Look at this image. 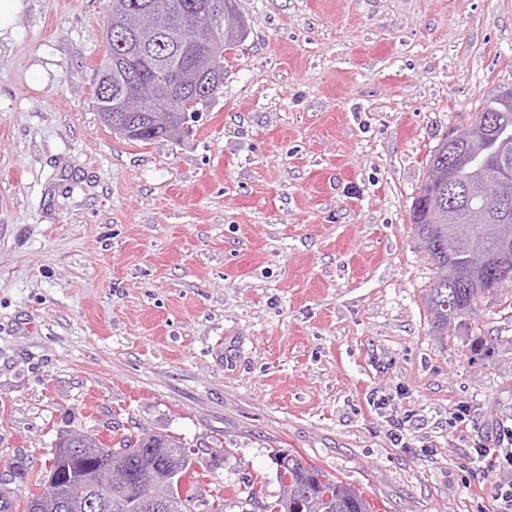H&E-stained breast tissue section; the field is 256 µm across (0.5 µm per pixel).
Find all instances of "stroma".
Returning <instances> with one entry per match:
<instances>
[{
    "mask_svg": "<svg viewBox=\"0 0 512 512\" xmlns=\"http://www.w3.org/2000/svg\"><path fill=\"white\" fill-rule=\"evenodd\" d=\"M182 141L95 103L106 0L0 36V491L74 432L181 438L236 491L293 454L377 512H487L512 425V287L451 337L410 208L430 152L512 87V0H238ZM497 445L495 448L478 443L473 448V463H478L480 472L488 476L498 475L511 470V481L500 482L495 491L493 512L512 511V426H501L496 432ZM506 442V446H505ZM504 447V448H502ZM510 447V448H508Z\"/></svg>",
    "mask_w": 512,
    "mask_h": 512,
    "instance_id": "35a3bbf8",
    "label": "stroma"
}]
</instances>
